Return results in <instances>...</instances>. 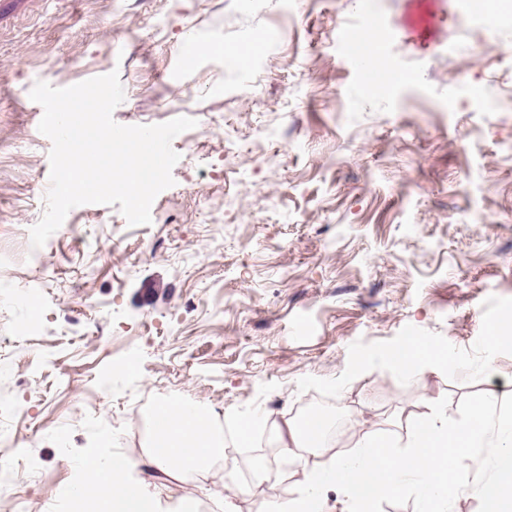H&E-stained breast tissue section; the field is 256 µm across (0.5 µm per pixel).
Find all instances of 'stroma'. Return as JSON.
<instances>
[{
	"instance_id": "stroma-1",
	"label": "stroma",
	"mask_w": 512,
	"mask_h": 512,
	"mask_svg": "<svg viewBox=\"0 0 512 512\" xmlns=\"http://www.w3.org/2000/svg\"><path fill=\"white\" fill-rule=\"evenodd\" d=\"M381 21L378 50L407 79L377 91L340 37ZM409 0H0V433L19 451L13 498L49 512L73 463L48 441L86 415L122 429L144 457L137 404L181 394L217 419L259 402L275 420L322 413L335 442L367 430L405 436L437 400L465 417L486 390H512V349L488 329L512 312V12L473 15L439 0L437 34L400 24ZM268 41L247 69L199 44ZM118 71L122 125L197 120L172 142L174 186L152 222L85 204L40 250L51 142L27 96ZM446 344L448 363L405 376L390 355L410 337ZM277 388L259 396L261 384ZM234 500L264 512L270 492L295 497L281 450ZM498 441L487 432L454 512H481ZM163 512H224L225 470L177 475L157 490Z\"/></svg>"
}]
</instances>
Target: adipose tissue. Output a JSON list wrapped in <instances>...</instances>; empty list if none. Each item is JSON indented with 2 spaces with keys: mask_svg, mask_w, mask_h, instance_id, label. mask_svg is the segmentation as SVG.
Returning <instances> with one entry per match:
<instances>
[{
  "mask_svg": "<svg viewBox=\"0 0 512 512\" xmlns=\"http://www.w3.org/2000/svg\"><path fill=\"white\" fill-rule=\"evenodd\" d=\"M392 360L410 376L419 367L441 368L448 348L414 339L394 351ZM491 427L497 431L499 452L496 478L482 493V512H512V403L505 392L495 390L475 400L460 421H448L438 407H430L412 423L404 451H394L383 434L367 431L351 454L316 467L305 462L302 451L325 446L324 415H310L303 427L282 420L276 426L277 442L288 463L299 466L301 487L296 497L268 503L266 512H330L324 496L328 488L341 492L342 512H356L358 503L368 498L399 497L409 488L417 494V512H453L458 492L471 478V453Z\"/></svg>",
  "mask_w": 512,
  "mask_h": 512,
  "instance_id": "adipose-tissue-1",
  "label": "adipose tissue"
}]
</instances>
